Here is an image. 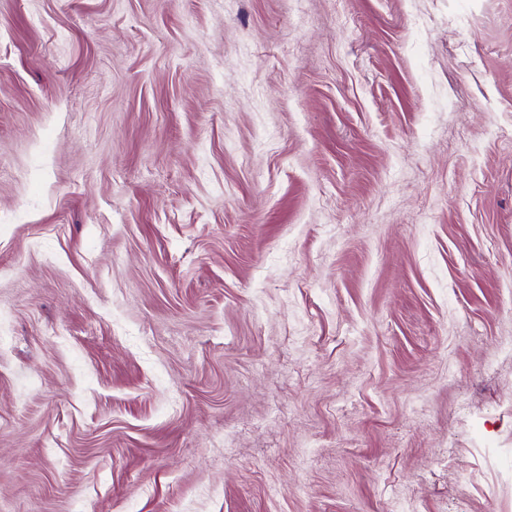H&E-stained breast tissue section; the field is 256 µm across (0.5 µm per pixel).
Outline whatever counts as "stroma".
<instances>
[{"label": "stroma", "instance_id": "35a3bbf8", "mask_svg": "<svg viewBox=\"0 0 512 512\" xmlns=\"http://www.w3.org/2000/svg\"><path fill=\"white\" fill-rule=\"evenodd\" d=\"M0 512H512V0H0Z\"/></svg>", "mask_w": 512, "mask_h": 512}]
</instances>
